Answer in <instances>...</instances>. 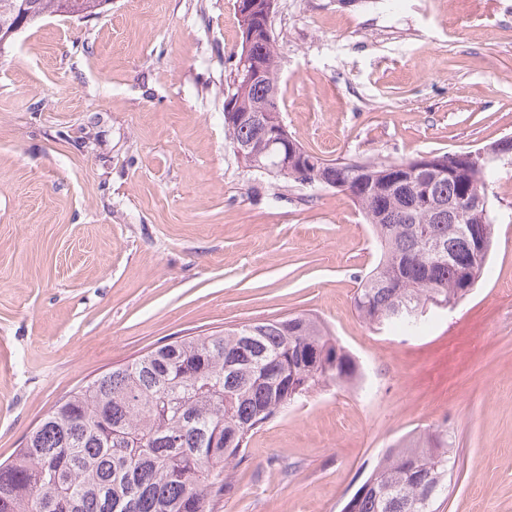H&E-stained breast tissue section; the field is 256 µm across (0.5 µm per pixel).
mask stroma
I'll list each match as a JSON object with an SVG mask.
<instances>
[{"label":"stroma","instance_id":"35a3bbf8","mask_svg":"<svg viewBox=\"0 0 512 512\" xmlns=\"http://www.w3.org/2000/svg\"><path fill=\"white\" fill-rule=\"evenodd\" d=\"M279 108L326 159L512 136V0H276ZM236 0H109L0 51V461L76 387L185 336L306 312L361 365L255 432L222 512H339L386 448L447 426L439 512H512V167L454 309L404 335L355 313L377 249L351 198L248 169L224 129Z\"/></svg>","mask_w":512,"mask_h":512}]
</instances>
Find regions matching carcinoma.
<instances>
[{
  "label": "carcinoma",
  "mask_w": 512,
  "mask_h": 512,
  "mask_svg": "<svg viewBox=\"0 0 512 512\" xmlns=\"http://www.w3.org/2000/svg\"><path fill=\"white\" fill-rule=\"evenodd\" d=\"M100 0H0V30L20 10L27 25L47 14L95 10ZM274 39L257 48L268 72L254 104L278 88ZM231 141L264 149V133L224 121ZM265 156L266 174L321 188L320 170L296 179ZM339 191L370 224L377 264L360 276L353 309L370 329L417 333L430 314L466 298L485 272L495 234L491 202L467 203L512 156L483 167L402 179L398 161L334 162ZM361 375L348 350L308 313L263 319L174 340L58 401L13 458L0 463V512H220L232 487L226 468L251 435L329 381ZM456 452L448 429L413 432L389 449L340 512H435L448 494Z\"/></svg>",
  "instance_id": "cac0c4a2"
}]
</instances>
